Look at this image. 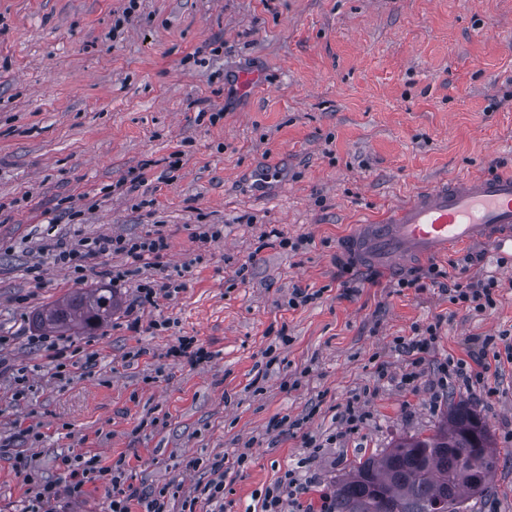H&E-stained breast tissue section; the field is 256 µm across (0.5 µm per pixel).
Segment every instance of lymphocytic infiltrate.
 Instances as JSON below:
<instances>
[{
  "instance_id": "f902f5d3",
  "label": "lymphocytic infiltrate",
  "mask_w": 512,
  "mask_h": 512,
  "mask_svg": "<svg viewBox=\"0 0 512 512\" xmlns=\"http://www.w3.org/2000/svg\"><path fill=\"white\" fill-rule=\"evenodd\" d=\"M170 248L167 236L159 231L149 232L138 237L100 236L82 238L75 241L63 239L50 244L49 250L57 265L65 267L76 280H83L86 272L93 268L96 259L104 255L120 254L131 260L132 265H163ZM430 279L433 284L443 285L452 303L481 311L495 302V295L501 283L496 277L459 281L449 278L439 267H429L426 274L416 272L400 278L401 288L420 287L422 279ZM184 287L178 280L142 281L136 286V300L127 312L130 330H139L141 310L158 306L160 301L171 299ZM438 339L435 327H428L425 335L400 339L399 347L409 359L408 369L401 377L403 386H413L422 366ZM17 469L23 473L28 485V504L25 512H58L62 496L82 499L85 488L90 484L108 485L112 488L110 512H132V505H140L144 512H169L172 493L169 487H161L154 493L140 494L134 486L125 484L122 463L103 465L97 456L75 458L62 457L61 466L66 474V487L57 483L38 479L32 470L31 460L24 454L14 457ZM312 477L301 476L298 468L284 471L279 479L267 488L261 503V512H283L284 503L295 505V512H305L301 498L312 484Z\"/></svg>"
}]
</instances>
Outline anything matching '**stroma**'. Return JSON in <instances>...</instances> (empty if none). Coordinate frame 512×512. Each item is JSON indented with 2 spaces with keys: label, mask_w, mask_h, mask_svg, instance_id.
Returning a JSON list of instances; mask_svg holds the SVG:
<instances>
[{
  "label": "stroma",
  "mask_w": 512,
  "mask_h": 512,
  "mask_svg": "<svg viewBox=\"0 0 512 512\" xmlns=\"http://www.w3.org/2000/svg\"><path fill=\"white\" fill-rule=\"evenodd\" d=\"M126 5L0 0V336L28 379L18 401L12 375L0 376V512L27 504L19 451L60 484L61 456L124 461L134 487H177L195 512H210L197 488L216 460L246 453L224 473V512H258L265 489L306 458L315 481L304 502L318 512L350 465L430 434L452 397L485 418L500 453L476 512H512V363L469 387L439 372L484 338L512 343V254L483 245L436 258L450 276L502 281L482 312L339 264L354 224L450 177L512 169V0H140L127 18ZM140 171L145 182L127 186ZM200 224L224 228L205 252ZM274 228L312 242L274 246ZM155 229L166 262L139 278L183 268L185 288L145 310L136 332L135 285L115 289L111 319L72 338L96 353L92 369L53 378L33 341L37 312L110 282L95 270L76 282L44 245ZM37 260L39 282L27 271ZM296 285L318 299L289 308ZM155 319L169 329H150ZM432 325L431 359L402 387L395 341ZM181 336L203 344L207 362L167 357ZM355 398L370 418L348 435L340 416ZM18 419L43 441L20 434ZM306 432L327 441L313 459Z\"/></svg>",
  "instance_id": "35a3bbf8"
}]
</instances>
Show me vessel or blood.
Returning <instances> with one entry per match:
<instances>
[{
	"label": "vessel or blood",
	"mask_w": 512,
	"mask_h": 512,
	"mask_svg": "<svg viewBox=\"0 0 512 512\" xmlns=\"http://www.w3.org/2000/svg\"><path fill=\"white\" fill-rule=\"evenodd\" d=\"M476 242L512 250V171L424 189L381 219L357 225L343 248L358 265L397 274L413 260Z\"/></svg>",
	"instance_id": "1"
}]
</instances>
